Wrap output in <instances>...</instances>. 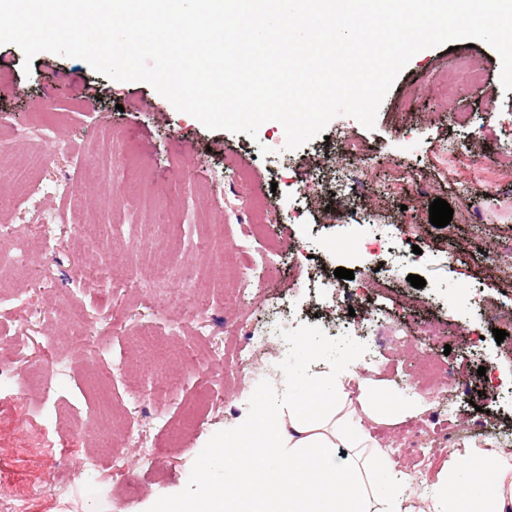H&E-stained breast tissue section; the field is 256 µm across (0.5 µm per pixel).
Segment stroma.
Wrapping results in <instances>:
<instances>
[{
    "label": "stroma",
    "mask_w": 512,
    "mask_h": 512,
    "mask_svg": "<svg viewBox=\"0 0 512 512\" xmlns=\"http://www.w3.org/2000/svg\"><path fill=\"white\" fill-rule=\"evenodd\" d=\"M470 50L481 84L449 89L454 52L422 50L384 97L374 129L341 115L289 150L278 122L254 139L209 130L148 83L114 81L49 52L28 66L18 46L0 45V240L29 270L0 267V353L18 342L27 352L0 378V489L28 499V512H147L156 498L193 493L212 443L237 423L239 398L286 383L302 362L301 336L320 349L313 368L334 363L393 399L423 402L420 414L369 426L398 469L419 467L414 447H431L427 479L409 491L415 506L429 501L457 453L485 446L486 432L512 441V335L496 342V324L478 306L503 301L502 283L512 281L511 264L485 261L512 238V175L485 184L432 162L458 147L492 168L512 149L502 62L485 42ZM460 112L468 123L457 122ZM348 142L364 151V189L317 195L351 172ZM382 160L415 174L428 193L405 183L384 191ZM35 187L44 209L74 210L73 223L39 233L18 223V205ZM258 195L268 204L263 239L246 234ZM438 198L454 211L442 228L429 221ZM406 223L416 236L403 235ZM90 224L102 226L107 253L88 246ZM374 235L390 246L380 288L364 263L326 247ZM452 244L461 255L454 264ZM251 261L257 288L215 272ZM339 267L353 279H337ZM411 274L425 287L411 286ZM340 295L363 324L337 310ZM452 326L458 336H449ZM252 336L267 343L249 375L226 380ZM58 351L66 360L51 365ZM431 356L443 383L424 391L412 379ZM482 366L494 373L495 393ZM27 377L29 393L17 400ZM446 396L456 402L452 443L434 416ZM97 431L111 436L113 456L97 454ZM129 431L145 447L125 445ZM55 484L69 485L67 498L50 497Z\"/></svg>",
    "instance_id": "obj_1"
}]
</instances>
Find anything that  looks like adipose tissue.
<instances>
[{"instance_id":"1","label":"adipose tissue","mask_w":512,"mask_h":512,"mask_svg":"<svg viewBox=\"0 0 512 512\" xmlns=\"http://www.w3.org/2000/svg\"><path fill=\"white\" fill-rule=\"evenodd\" d=\"M372 383L349 391L335 367L289 377L280 391L240 402L195 494L157 500L151 512H414L412 477L382 456L367 421L395 422L413 406L380 401ZM426 512H512V452L472 448L438 475Z\"/></svg>"}]
</instances>
